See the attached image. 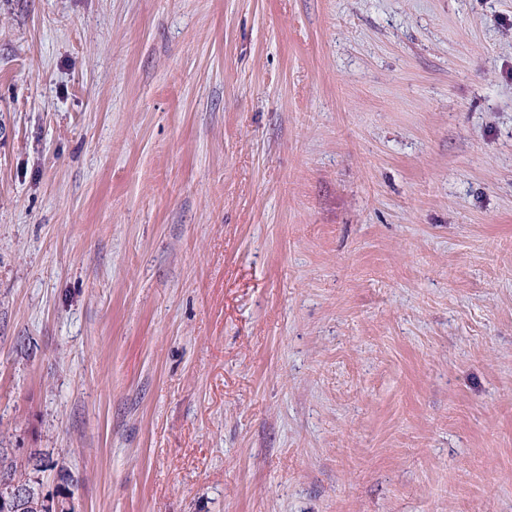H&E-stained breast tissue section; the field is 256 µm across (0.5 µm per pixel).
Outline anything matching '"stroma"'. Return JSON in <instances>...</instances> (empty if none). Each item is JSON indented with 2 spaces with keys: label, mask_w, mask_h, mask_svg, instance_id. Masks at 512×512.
Here are the masks:
<instances>
[{
  "label": "stroma",
  "mask_w": 512,
  "mask_h": 512,
  "mask_svg": "<svg viewBox=\"0 0 512 512\" xmlns=\"http://www.w3.org/2000/svg\"><path fill=\"white\" fill-rule=\"evenodd\" d=\"M0 448L75 512H512V0H0Z\"/></svg>",
  "instance_id": "35a3bbf8"
}]
</instances>
